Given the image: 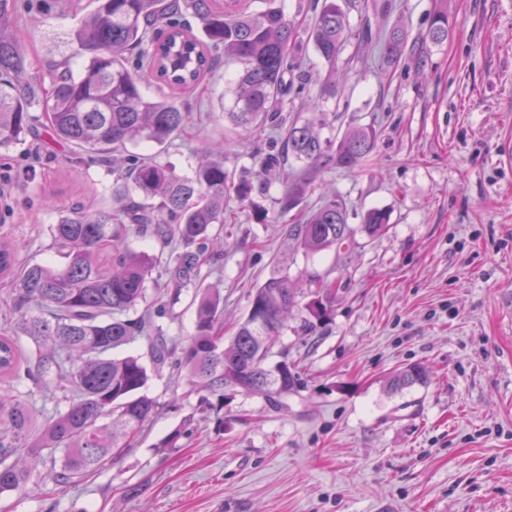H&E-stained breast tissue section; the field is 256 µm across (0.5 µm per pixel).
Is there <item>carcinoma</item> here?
I'll list each match as a JSON object with an SVG mask.
<instances>
[{
  "instance_id": "obj_1",
  "label": "carcinoma",
  "mask_w": 512,
  "mask_h": 512,
  "mask_svg": "<svg viewBox=\"0 0 512 512\" xmlns=\"http://www.w3.org/2000/svg\"><path fill=\"white\" fill-rule=\"evenodd\" d=\"M68 33L72 55L84 57L75 71L66 56L44 80L22 82L27 72L18 48L14 0H0V148L23 144L42 126L56 144L78 158L84 154L112 161L129 145L143 141L163 146L187 124L177 94L197 86L220 60L241 65L226 117L248 131L276 118L285 74L297 67L300 48L335 70L348 37V19L340 0H322L314 22L301 30L288 15L284 0H93ZM200 21L205 39L194 35L186 15ZM448 11L435 10L424 41L448 40ZM407 33L393 27L383 32L382 50L390 62L403 56ZM154 85L148 96L144 86ZM43 118L31 114L33 102ZM327 112L303 122L291 121L283 133L284 153L304 164L313 177L324 169L357 166L375 146L373 128L355 127L339 139L321 136L330 125ZM190 177H179L152 155H134L127 166L112 169L116 180L136 194L116 212L79 209L51 228L53 245L64 255L61 267L32 264L14 279L11 310L21 314V331L35 346V361L17 341L0 337V376L39 379L51 376L68 393V408L48 416L37 438L30 435L27 404L18 394H0V494L23 489L33 471L50 465L45 478L56 484L77 483L117 456L158 411L142 393L149 380L142 357L114 355V350L145 336L152 362L187 370L192 385L222 402L226 392L262 396L271 406L299 385L283 359L275 364L270 338L287 328L288 312L299 299L310 300L308 317L297 332L312 334L328 317L327 302L335 283L310 275L308 291L280 268L252 290L248 315L233 336L224 340V296L204 285L202 269L218 263L213 251L214 227L224 226V198L235 193L245 201L252 183L224 169V144L210 143ZM280 213L295 209L307 182H280ZM388 213L373 208L361 231L375 238L387 228ZM288 237L307 254L346 244L355 235L347 224V208L332 192L321 204L287 226ZM154 238L168 253L152 254L131 246L130 237ZM17 264L13 250L0 247V274ZM162 273L154 275L157 269ZM177 303L191 292L194 332L181 355L172 358L163 341L165 315L138 313L148 287ZM426 383L418 364L387 378V388L400 392Z\"/></svg>"
}]
</instances>
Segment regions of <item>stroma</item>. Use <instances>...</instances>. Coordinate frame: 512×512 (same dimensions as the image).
<instances>
[{
    "label": "stroma",
    "instance_id": "1",
    "mask_svg": "<svg viewBox=\"0 0 512 512\" xmlns=\"http://www.w3.org/2000/svg\"><path fill=\"white\" fill-rule=\"evenodd\" d=\"M88 0H16L30 77L47 76ZM374 0L348 9L352 32L336 63V93H320L326 68L311 48L287 75L282 114H335L323 136L374 127L372 153L351 170L328 169L303 199L316 208L333 189L357 234L342 251L309 257L288 240L294 216L279 188L229 199L224 269L209 280L224 294V334L248 310V294L280 260L291 277L336 283L330 316L310 336L293 313L273 354L300 378L271 407L228 393L200 406L186 371H150L145 394L158 414L119 457L75 485L34 472L0 495V512H512V0ZM447 5V41L419 44L430 15ZM403 27L411 42L387 63L365 30ZM235 64L220 66L180 100L192 122L157 151L175 174H191L195 148L223 141L224 167L249 169L252 148L277 153L281 129L225 122L220 97ZM47 137L0 153V243L20 264L63 260L51 227L74 207L109 210L107 164L71 162ZM389 211L376 239L359 228L369 209ZM419 364L427 384L395 394L396 369ZM33 425L65 411L49 380L18 384Z\"/></svg>",
    "mask_w": 512,
    "mask_h": 512
}]
</instances>
